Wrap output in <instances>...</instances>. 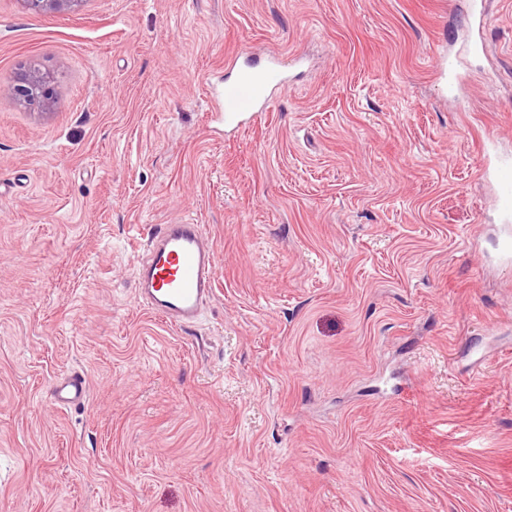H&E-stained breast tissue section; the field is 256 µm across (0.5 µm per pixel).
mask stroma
<instances>
[{
    "mask_svg": "<svg viewBox=\"0 0 512 512\" xmlns=\"http://www.w3.org/2000/svg\"><path fill=\"white\" fill-rule=\"evenodd\" d=\"M470 3L0 0V80L55 91L0 98V512H512V0L481 55ZM244 50L307 70L227 136ZM177 221L217 258L183 328L135 284ZM22 2L35 14H63L79 11L86 0H23ZM48 76L36 67L17 74L0 83V96L16 101L20 106L36 107L42 112L51 111L53 96L47 87ZM486 178L495 188L496 202L501 210L504 225L502 257L512 260V159L501 158L492 168L486 169ZM49 396L60 407L81 404L87 397L86 381L76 373L64 376L51 385Z\"/></svg>",
    "mask_w": 512,
    "mask_h": 512,
    "instance_id": "1",
    "label": "stroma"
}]
</instances>
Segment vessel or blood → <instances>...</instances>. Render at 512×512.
<instances>
[{
    "label": "vessel or blood",
    "mask_w": 512,
    "mask_h": 512,
    "mask_svg": "<svg viewBox=\"0 0 512 512\" xmlns=\"http://www.w3.org/2000/svg\"><path fill=\"white\" fill-rule=\"evenodd\" d=\"M226 67L235 69L214 101L218 122L231 128L266 106L274 90L288 83L287 70L278 56L264 58L253 53L231 56ZM486 177L495 188L496 202L506 224L502 257L512 260V159L497 160ZM214 283L213 252L201 225H165L160 235L148 241V257L142 265L140 294L150 308L166 320L195 322L209 298ZM51 400L60 407L81 404L87 397L84 377L70 374L54 382Z\"/></svg>",
    "instance_id": "obj_1"
}]
</instances>
